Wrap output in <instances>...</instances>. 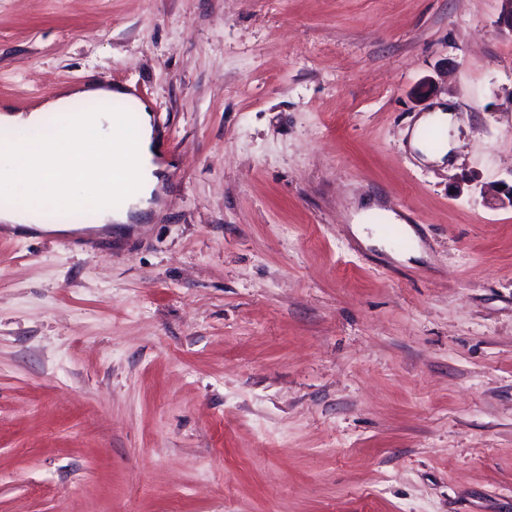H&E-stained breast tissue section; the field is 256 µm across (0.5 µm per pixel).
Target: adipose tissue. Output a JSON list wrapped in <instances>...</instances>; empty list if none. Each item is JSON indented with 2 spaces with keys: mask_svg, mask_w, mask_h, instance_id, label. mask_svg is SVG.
I'll return each mask as SVG.
<instances>
[{
  "mask_svg": "<svg viewBox=\"0 0 512 512\" xmlns=\"http://www.w3.org/2000/svg\"><path fill=\"white\" fill-rule=\"evenodd\" d=\"M107 86L60 89L40 107L22 114L0 102V192L13 198L0 207V222L44 230L47 204L66 209L97 208L103 224H126L128 208L109 204L117 159L129 160L136 173L132 204L150 207L160 186V169L153 162V127L148 110L134 122L118 112L72 113L77 100L121 97Z\"/></svg>",
  "mask_w": 512,
  "mask_h": 512,
  "instance_id": "1",
  "label": "adipose tissue"
}]
</instances>
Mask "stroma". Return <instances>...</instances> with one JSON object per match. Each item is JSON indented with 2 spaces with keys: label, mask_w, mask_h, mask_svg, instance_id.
Returning a JSON list of instances; mask_svg holds the SVG:
<instances>
[{
  "label": "stroma",
  "mask_w": 512,
  "mask_h": 512,
  "mask_svg": "<svg viewBox=\"0 0 512 512\" xmlns=\"http://www.w3.org/2000/svg\"><path fill=\"white\" fill-rule=\"evenodd\" d=\"M500 10L0 0V102L136 84L174 145L132 223L0 230V512H512ZM448 106V111H446V105L437 106L436 109H434L432 112L423 115L420 120L418 121V128L415 131L414 138H413V146L420 150L429 160L431 161H438L440 163L443 162V158L448 154V152L451 150L450 146V136L449 131L451 128L452 123V114L450 113ZM439 125L441 127L448 129V140H447V130L445 133V130L440 127H430L423 131V137L425 139L427 138V134L431 129H437L440 134V142L447 140L445 144L442 147H435L432 150L427 149L422 142L420 141L418 137V130L421 127L427 126V125Z\"/></svg>",
  "instance_id": "obj_1"
}]
</instances>
